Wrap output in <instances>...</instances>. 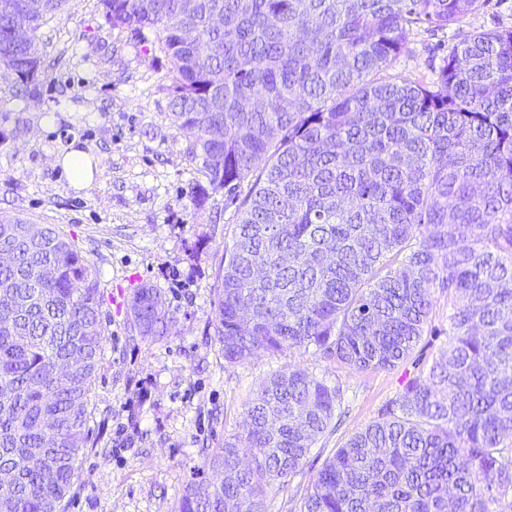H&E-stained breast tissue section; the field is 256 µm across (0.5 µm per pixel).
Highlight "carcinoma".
I'll return each instance as SVG.
<instances>
[{
  "instance_id": "carcinoma-1",
  "label": "carcinoma",
  "mask_w": 512,
  "mask_h": 512,
  "mask_svg": "<svg viewBox=\"0 0 512 512\" xmlns=\"http://www.w3.org/2000/svg\"><path fill=\"white\" fill-rule=\"evenodd\" d=\"M70 2L0 0L15 96L36 89L41 30ZM98 2L170 61L169 116L207 181L193 205L223 190L237 207L213 308L226 363L310 351L394 370L422 359L434 290L447 298L446 352L334 450L300 512H512V29L463 33L428 85L387 71L415 28L482 0ZM31 228L0 218V512H60L105 341L95 266L54 225ZM130 314L145 338L171 332L157 288ZM343 400L339 381L273 373L177 512H266Z\"/></svg>"
}]
</instances>
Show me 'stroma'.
I'll use <instances>...</instances> for the list:
<instances>
[{"mask_svg": "<svg viewBox=\"0 0 512 512\" xmlns=\"http://www.w3.org/2000/svg\"><path fill=\"white\" fill-rule=\"evenodd\" d=\"M512 27V0H483L461 27L414 31L395 75L432 82L458 30ZM47 69L33 97L0 79V217L53 224L94 263L104 294L106 341L88 406L86 450L75 463L62 512H175L209 453L244 420V403L287 365L340 380L345 412L312 448L299 475L273 483L266 512H300L305 488L335 448L377 420L416 373L339 369L297 352L226 364L213 306L225 249L237 222L223 192L192 205L202 177L187 139L169 118L167 58L154 34L110 29L97 0H72L44 31ZM89 152L97 171L73 187L55 154ZM161 289L175 323L160 340L130 324L135 288ZM125 424L130 439L119 443Z\"/></svg>", "mask_w": 512, "mask_h": 512, "instance_id": "obj_1", "label": "stroma"}]
</instances>
